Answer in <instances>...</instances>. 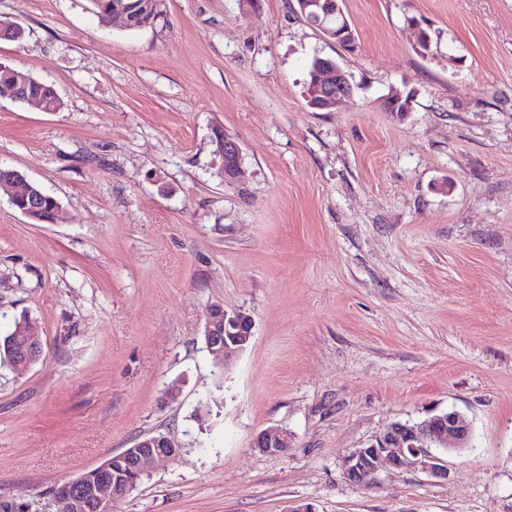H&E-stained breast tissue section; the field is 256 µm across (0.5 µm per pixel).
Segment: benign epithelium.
I'll use <instances>...</instances> for the list:
<instances>
[{
    "label": "benign epithelium",
    "mask_w": 512,
    "mask_h": 512,
    "mask_svg": "<svg viewBox=\"0 0 512 512\" xmlns=\"http://www.w3.org/2000/svg\"><path fill=\"white\" fill-rule=\"evenodd\" d=\"M334 13L341 19L338 27L325 31L336 42L350 46L354 34L343 13L339 0H333ZM109 21L119 22L126 29L143 25L148 6L141 0H113L110 4ZM0 70L8 74V82L0 87V98L36 103L51 110L49 99L54 89L29 75L0 64ZM353 95V85L346 71L331 61L321 63L314 73L306 98L312 108L332 112ZM382 108L399 117L412 110V101H404L401 90L394 88L381 100ZM222 157L224 180L233 182L241 173L242 148L231 137H224L218 145ZM0 186L5 188L11 205L33 221L43 215L34 192L26 178L16 170L0 168ZM253 321L240 311H228L221 305H213L208 311L204 326L205 348L213 356L215 365L225 369L231 360L242 352L252 337ZM13 343L12 363L24 365L41 355L42 346L35 330L20 326L11 334ZM471 436L469 424L453 412L435 414L423 422H396L384 433L375 436L366 445L353 449L342 461L344 478L356 485H373L382 465L394 468L410 467L437 481L448 478L444 452L448 441L457 447L465 445ZM173 447L165 435L139 439L136 449L130 453L132 467L138 475L147 474L148 465L159 459L179 455L174 450L167 454L155 453L151 447ZM254 448L267 455H282L288 451L287 435L277 427L261 431L255 438ZM107 465L100 464L79 476L68 480L55 494L64 504V512H83L87 500L97 505L99 512H112L116 491L103 479Z\"/></svg>",
    "instance_id": "obj_1"
}]
</instances>
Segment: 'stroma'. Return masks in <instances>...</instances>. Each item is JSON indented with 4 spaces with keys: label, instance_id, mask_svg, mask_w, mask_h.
Listing matches in <instances>:
<instances>
[{
    "label": "stroma",
    "instance_id": "stroma-1",
    "mask_svg": "<svg viewBox=\"0 0 512 512\" xmlns=\"http://www.w3.org/2000/svg\"><path fill=\"white\" fill-rule=\"evenodd\" d=\"M341 7L350 48L295 0H160L138 30L91 0H0L25 30L0 63L61 103L0 100V164L61 203L36 224L0 192V334L25 317L42 343L0 365V500L61 512L53 488L164 434L182 454L115 512L512 507V0ZM317 56L350 76L339 111L307 105ZM393 87L405 118L378 104ZM215 304L254 322L223 372L202 344ZM447 410L472 434L446 481L344 478L354 448ZM271 426L287 454L254 448ZM218 152L222 157L225 181H235L241 173L242 148L234 138L224 136L218 145Z\"/></svg>",
    "mask_w": 512,
    "mask_h": 512
}]
</instances>
